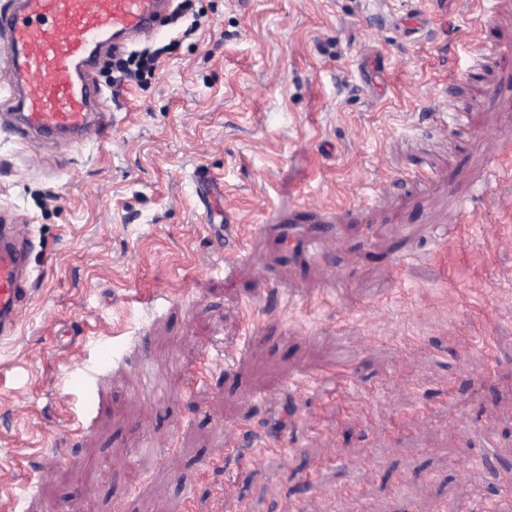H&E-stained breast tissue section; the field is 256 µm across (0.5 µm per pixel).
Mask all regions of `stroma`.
Returning <instances> with one entry per match:
<instances>
[{
  "label": "stroma",
  "mask_w": 512,
  "mask_h": 512,
  "mask_svg": "<svg viewBox=\"0 0 512 512\" xmlns=\"http://www.w3.org/2000/svg\"><path fill=\"white\" fill-rule=\"evenodd\" d=\"M192 11L137 40L141 83L99 54L110 138L0 129L34 288L0 342V512H512V0ZM468 425L496 445L466 471Z\"/></svg>",
  "instance_id": "obj_1"
}]
</instances>
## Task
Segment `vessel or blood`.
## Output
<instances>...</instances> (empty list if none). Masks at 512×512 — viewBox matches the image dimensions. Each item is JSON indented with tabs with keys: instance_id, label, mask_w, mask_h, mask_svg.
I'll return each instance as SVG.
<instances>
[{
	"instance_id": "1",
	"label": "vessel or blood",
	"mask_w": 512,
	"mask_h": 512,
	"mask_svg": "<svg viewBox=\"0 0 512 512\" xmlns=\"http://www.w3.org/2000/svg\"><path fill=\"white\" fill-rule=\"evenodd\" d=\"M169 0H9L0 8V52L10 96L1 115L23 144L106 138L112 115L95 77L102 48L123 52L154 32ZM28 244L17 225H0V340L12 338L32 288Z\"/></svg>"
}]
</instances>
